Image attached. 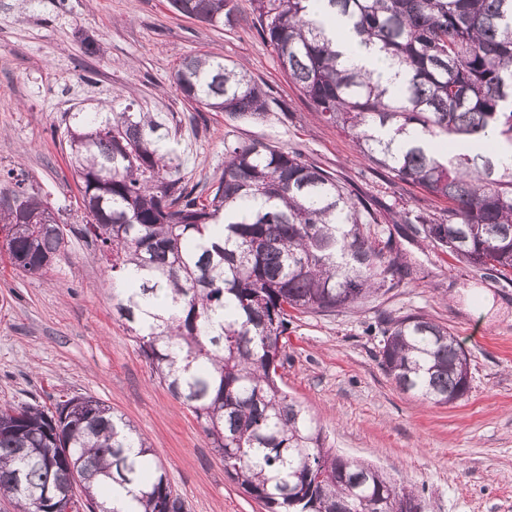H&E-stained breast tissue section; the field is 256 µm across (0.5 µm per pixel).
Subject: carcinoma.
Instances as JSON below:
<instances>
[{"mask_svg": "<svg viewBox=\"0 0 512 512\" xmlns=\"http://www.w3.org/2000/svg\"><path fill=\"white\" fill-rule=\"evenodd\" d=\"M209 25L232 21L238 0H171ZM257 32L319 119L352 137L360 155L401 183L448 200L418 212L423 239L470 265L512 275V0H251ZM342 20L359 44L403 71L389 89L371 71L342 64L325 26ZM188 100L235 121L258 120L273 101L221 57L188 55L173 74ZM67 129L87 221L82 232L112 256L114 308L173 397L194 414L224 470L270 512H423L415 491L378 468L325 447L314 418L278 384L292 320L348 309L400 286L408 271L364 232L378 223L365 200L302 153L261 141L226 149L224 174L207 196L172 171L154 112H76ZM468 140L440 159L415 139ZM49 203L24 187L0 197V233L12 264L46 271L65 234L40 224ZM381 366L397 388L447 406L469 392L465 351L447 326L423 315L386 318ZM146 440L91 395L53 407L0 409V496L18 512H116L98 496L117 488L141 512H186L147 457Z\"/></svg>", "mask_w": 512, "mask_h": 512, "instance_id": "1", "label": "carcinoma"}]
</instances>
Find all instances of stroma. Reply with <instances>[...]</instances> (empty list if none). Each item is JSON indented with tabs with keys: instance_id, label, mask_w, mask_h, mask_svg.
<instances>
[{
	"instance_id": "obj_1",
	"label": "stroma",
	"mask_w": 512,
	"mask_h": 512,
	"mask_svg": "<svg viewBox=\"0 0 512 512\" xmlns=\"http://www.w3.org/2000/svg\"><path fill=\"white\" fill-rule=\"evenodd\" d=\"M239 6L233 25L212 27L170 0H0V188L25 179L68 229L65 254L41 275L21 273L0 248V408L95 396L147 439L187 512H266L153 375L113 310L105 256L82 233L67 136L73 113L159 112L176 132L178 175L199 192L222 177L226 147L258 140L300 151L372 205L371 237L393 239L410 278L355 308L300 315L279 384L315 417L326 447L406 481L425 512H512V279L454 259L403 223L405 212L439 215L448 204L393 182L351 137L318 120L259 37L250 0ZM91 42L99 52H88ZM198 52L234 62L287 112L232 121L187 100L172 75ZM407 314L447 326L461 342L470 372L463 400H419L382 369L376 326Z\"/></svg>"
}]
</instances>
